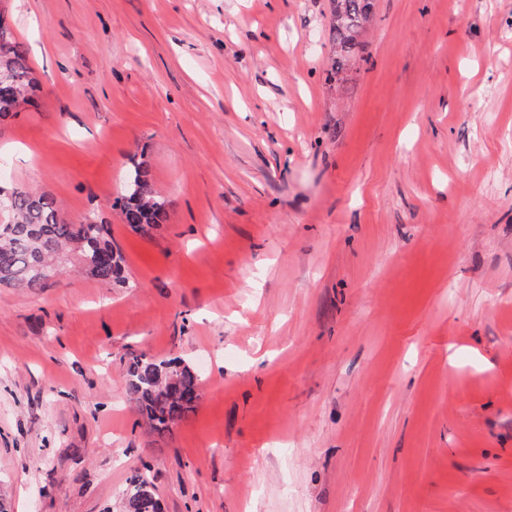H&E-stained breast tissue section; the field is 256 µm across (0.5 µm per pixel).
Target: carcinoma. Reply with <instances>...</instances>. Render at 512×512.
Returning a JSON list of instances; mask_svg holds the SVG:
<instances>
[{"label": "carcinoma", "mask_w": 512, "mask_h": 512, "mask_svg": "<svg viewBox=\"0 0 512 512\" xmlns=\"http://www.w3.org/2000/svg\"><path fill=\"white\" fill-rule=\"evenodd\" d=\"M333 42L336 57L331 74L340 75L362 58V23L372 19L374 0H332ZM0 38L9 44L8 54L0 55V120L8 118L34 88L32 69L23 45L7 26L0 27ZM123 222L145 231L168 218L169 202L154 191L148 170L138 164L123 176V191L115 200ZM0 211L7 220L0 222V285L29 290L46 287L48 279L38 268L51 271L71 252L84 265H91L90 276L104 282L121 281L124 257L112 245L102 224L68 223L54 199L23 189L6 191L0 187ZM199 372L179 359H157L145 354L134 356L126 368L125 394L135 404L149 429L165 435L195 409L199 397ZM155 496L150 483L133 476L124 495L125 512H141L142 496Z\"/></svg>", "instance_id": "cac0c4a2"}]
</instances>
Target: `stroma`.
Segmentation results:
<instances>
[{
  "label": "stroma",
  "instance_id": "obj_1",
  "mask_svg": "<svg viewBox=\"0 0 512 512\" xmlns=\"http://www.w3.org/2000/svg\"><path fill=\"white\" fill-rule=\"evenodd\" d=\"M0 0L39 83L0 186L108 224L125 284L0 287V507L512 512V0ZM144 164L168 219L114 206ZM134 354L202 378L152 433ZM334 22L332 24L333 42L336 54L331 67V76H339L348 71L358 59L362 58L363 50L361 35L362 23L371 21L374 0H332ZM149 495L151 497H156L150 483L143 479L140 475L133 476L130 481L128 488L124 495V510L125 512H143L140 509V501L146 503V499H143L142 496Z\"/></svg>",
  "mask_w": 512,
  "mask_h": 512
}]
</instances>
